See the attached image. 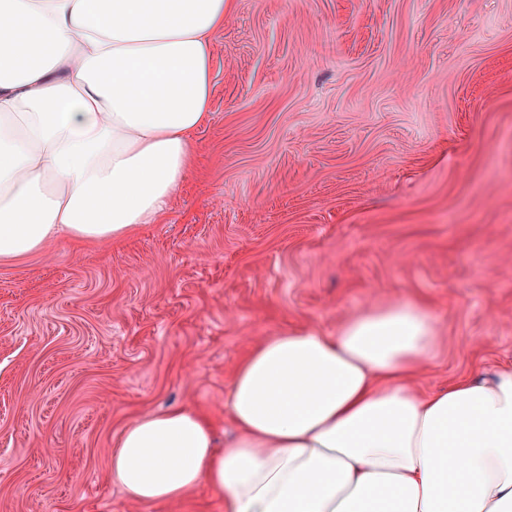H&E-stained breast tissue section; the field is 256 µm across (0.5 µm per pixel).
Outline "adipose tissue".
<instances>
[{"instance_id": "1", "label": "adipose tissue", "mask_w": 512, "mask_h": 512, "mask_svg": "<svg viewBox=\"0 0 512 512\" xmlns=\"http://www.w3.org/2000/svg\"><path fill=\"white\" fill-rule=\"evenodd\" d=\"M225 3L0 0V260L166 215L213 120ZM436 340L407 300L266 337L236 370L223 452L175 409L123 431L112 474L150 504L207 482L224 512H512V367L421 395Z\"/></svg>"}]
</instances>
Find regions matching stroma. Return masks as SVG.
<instances>
[{
	"label": "stroma",
	"mask_w": 512,
	"mask_h": 512,
	"mask_svg": "<svg viewBox=\"0 0 512 512\" xmlns=\"http://www.w3.org/2000/svg\"><path fill=\"white\" fill-rule=\"evenodd\" d=\"M213 121L164 221L0 261V512L142 503L125 428L171 408L233 438L260 339L427 302L430 394L512 365V0H228Z\"/></svg>",
	"instance_id": "35a3bbf8"
}]
</instances>
